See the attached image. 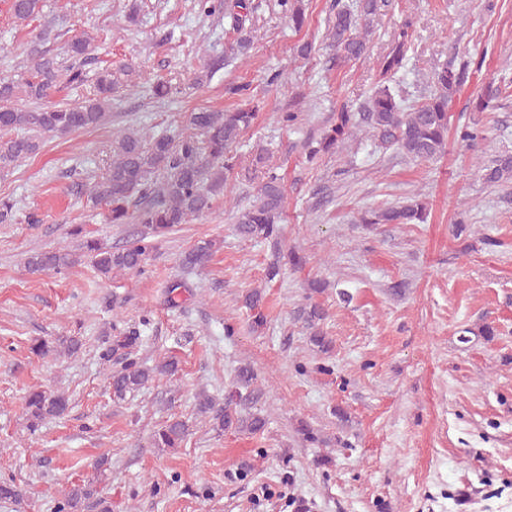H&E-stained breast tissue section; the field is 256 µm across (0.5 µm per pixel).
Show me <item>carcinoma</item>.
<instances>
[{
	"label": "carcinoma",
	"mask_w": 512,
	"mask_h": 512,
	"mask_svg": "<svg viewBox=\"0 0 512 512\" xmlns=\"http://www.w3.org/2000/svg\"><path fill=\"white\" fill-rule=\"evenodd\" d=\"M280 13L300 29L306 15L303 0H276ZM197 12L205 17L222 15L229 21L226 53L233 58L245 56L252 43L255 26L253 0H194ZM391 6L390 0H359L353 11L342 0H331L326 35L331 59L340 65L369 55V36L375 18ZM9 11L22 22L35 20L43 11L42 0H9ZM413 19L406 17L393 30L377 57V81L372 93L356 108L345 103L322 128L319 137L306 139L302 146L304 161L313 165L325 154L335 153L350 137L366 127L372 132L377 147L394 149L414 161H426L445 152L448 145V108L454 94L468 77L469 63L455 69L444 66L433 75L436 92L426 100L407 105L400 95L399 76L405 70L408 52L413 45ZM47 34L28 42L25 48L29 65L17 74L0 75V173H8L25 158L43 149L45 137L65 136L100 126L112 106V96L138 71L130 62L118 61L87 76L85 66L96 62V46L90 37H72L65 46L71 64L42 47ZM92 83L90 96L75 106L55 104L43 107L47 98L62 84L82 87ZM159 98L180 93V87L159 79L152 86ZM239 98L231 110L216 111L206 107L189 113L184 135H147L131 131L112 140V162L106 172L88 191V201L108 207L106 222H131L142 226L140 237L128 247L112 250L95 239L81 243L79 252L43 250L30 254L26 267L31 274L62 271L88 262L101 275L113 271L141 273L159 238L180 224H187L212 208L213 200L226 189L238 166L236 146L241 134L249 129L257 116L253 95L247 85L229 89ZM502 89L487 85L470 104L479 112L486 111L499 98ZM26 97L32 106L17 105ZM270 152L262 145L254 147L251 167L243 176L254 185L256 202L237 211L236 232L256 242L278 244L279 224L285 218V188L278 168L269 164ZM483 181L490 186L512 182V155H499L480 167ZM429 214L428 204L414 199L381 209L364 210L358 223L422 224ZM216 242L200 240L184 252L181 264L188 270L207 265ZM250 311L251 327L258 329L267 322L262 296L253 291L245 297ZM324 307L309 302L298 310V318L310 330L312 341L328 349L331 341L321 331L326 319ZM179 371L178 362L169 359L145 367L132 360L121 371L110 376L112 396L124 398L158 377ZM234 395L224 405L207 395L197 397V411L208 417L216 431L236 428L251 434L260 432L265 420L257 415L244 417L232 408ZM69 398L62 393L34 389L26 398L28 427L35 431L48 418L65 415ZM189 435L188 424L177 418L167 420L153 436L155 448H178ZM23 492L15 481L0 480V500L19 502ZM110 512L106 501L98 497L92 483L73 485L59 512Z\"/></svg>",
	"instance_id": "cac0c4a2"
}]
</instances>
